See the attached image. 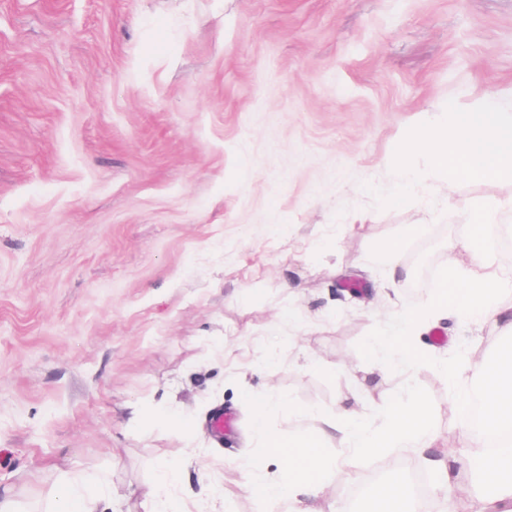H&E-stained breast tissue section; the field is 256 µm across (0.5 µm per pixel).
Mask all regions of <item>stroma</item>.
Returning <instances> with one entry per match:
<instances>
[{
  "instance_id": "obj_1",
  "label": "stroma",
  "mask_w": 512,
  "mask_h": 512,
  "mask_svg": "<svg viewBox=\"0 0 512 512\" xmlns=\"http://www.w3.org/2000/svg\"><path fill=\"white\" fill-rule=\"evenodd\" d=\"M512 98V0H0V496L53 512L69 475H105L109 512L185 461L190 512H288L247 490L250 399L285 400L292 439L410 394L429 454L471 444L442 362L494 353L492 319L431 324L414 369L367 346L469 268L458 210L512 176L396 206L391 158L441 112ZM398 243L393 261L381 246ZM232 419L212 433L216 413ZM168 414L191 432L163 423ZM360 457L320 512H369ZM453 467L435 512H482Z\"/></svg>"
}]
</instances>
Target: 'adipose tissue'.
<instances>
[{"label": "adipose tissue", "mask_w": 512, "mask_h": 512, "mask_svg": "<svg viewBox=\"0 0 512 512\" xmlns=\"http://www.w3.org/2000/svg\"><path fill=\"white\" fill-rule=\"evenodd\" d=\"M425 156L433 174L445 184L459 180L488 181L512 168V104L485 102L474 112L451 111L444 119L424 125L410 139L403 140L391 163L401 173L399 185L388 194L390 203H399L416 181V156ZM472 233L463 243L473 261L464 275L439 272L438 289L432 303L423 309L397 314L384 333L368 348L369 356L390 368L417 360L409 343L420 335L432 317L452 315L481 322L489 318L502 324L504 342L492 361L469 364L446 363L444 373L451 385V405L467 416L473 403H480L482 425L494 437L491 448L476 452L463 449L453 462L466 467L477 479L486 481L485 512H498L501 503L512 500V313L501 310L499 297L512 290V276L495 270L488 258L494 248L486 227L498 223L502 204L472 201L464 205ZM281 401L264 398L253 406V426L264 447L282 462L279 479L264 478L261 462H254L255 476L250 493L273 502H288L289 512H317L315 504L323 492L328 471L348 466L353 457L377 455L389 450L425 454L436 432L424 403L417 399L383 406L376 424H368L353 411L326 418L318 432L296 441H285L266 426L267 416L280 409ZM340 436L346 453L331 459L322 451L325 440ZM449 461V462H452ZM449 462L430 459L440 483L450 479ZM181 472L172 463L160 470L146 495L147 512H188L185 501L170 492ZM371 512H424L423 503L410 496L406 481L395 473L370 492ZM112 483L103 481L97 497L89 498L78 479H70L61 491L55 512H98L100 503L111 502Z\"/></svg>", "instance_id": "ef3b65f1"}]
</instances>
